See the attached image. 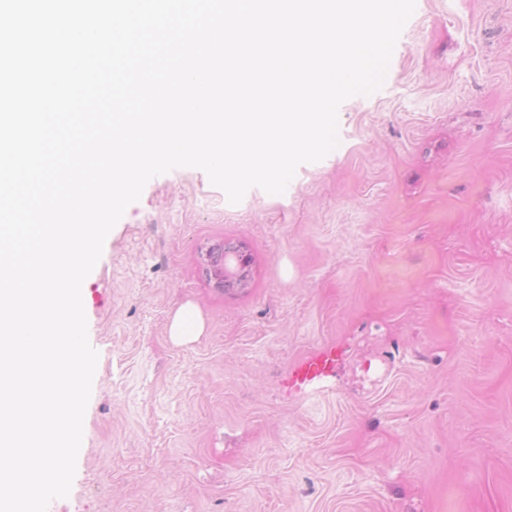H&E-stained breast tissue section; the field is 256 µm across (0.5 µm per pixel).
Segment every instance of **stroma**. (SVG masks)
Instances as JSON below:
<instances>
[{
    "instance_id": "1",
    "label": "stroma",
    "mask_w": 512,
    "mask_h": 512,
    "mask_svg": "<svg viewBox=\"0 0 512 512\" xmlns=\"http://www.w3.org/2000/svg\"><path fill=\"white\" fill-rule=\"evenodd\" d=\"M338 123L283 194L182 167L128 206L83 282L98 363L47 512H512V0H416ZM201 317L197 311L183 308L175 316L171 325V335L179 339H188L201 333Z\"/></svg>"
}]
</instances>
